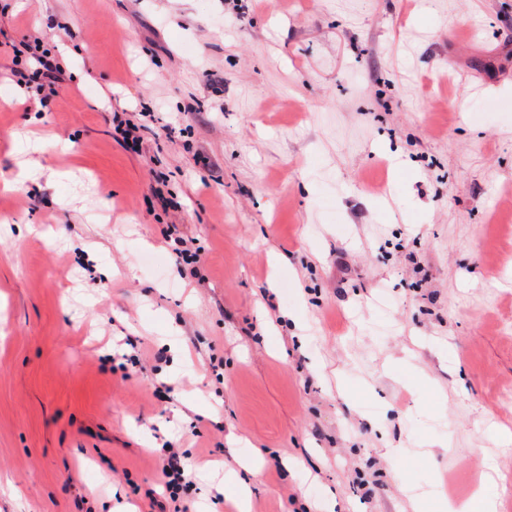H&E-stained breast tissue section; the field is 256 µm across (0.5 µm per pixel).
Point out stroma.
<instances>
[{
	"instance_id": "1",
	"label": "stroma",
	"mask_w": 512,
	"mask_h": 512,
	"mask_svg": "<svg viewBox=\"0 0 512 512\" xmlns=\"http://www.w3.org/2000/svg\"><path fill=\"white\" fill-rule=\"evenodd\" d=\"M0 41L67 73L0 54V512H153L158 434L166 512H512V0H0ZM26 51L31 58L32 67L35 70H38L41 75L45 79H47L46 85L40 84L39 89H43L44 86H47L51 92H53V87L55 83L62 80V71L54 62V59L51 55V51L47 48H43L40 45H35L34 47H28ZM30 61V62H31ZM143 128H145L143 124H135L130 120L118 118H116V124L113 123L115 133L120 135L126 147L135 153H140L143 148V136L141 135ZM163 464L162 473L164 476L163 487L171 500L179 498V494L187 488L192 481L188 478L185 456L171 441L162 445ZM445 512H496L492 499L481 496L479 492L461 500L443 504Z\"/></svg>"
}]
</instances>
